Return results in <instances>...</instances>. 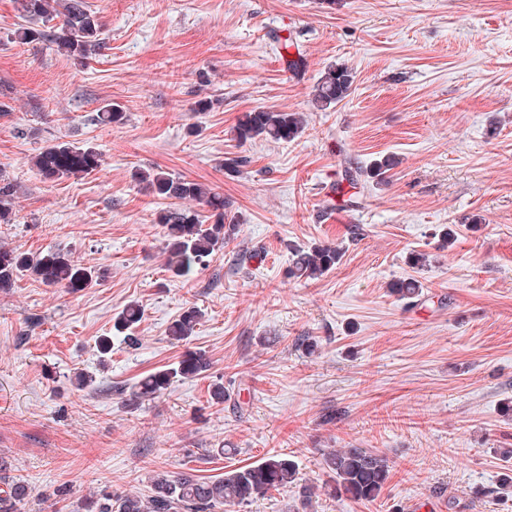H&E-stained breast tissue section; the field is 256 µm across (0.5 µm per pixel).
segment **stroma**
I'll return each instance as SVG.
<instances>
[{
	"mask_svg": "<svg viewBox=\"0 0 512 512\" xmlns=\"http://www.w3.org/2000/svg\"><path fill=\"white\" fill-rule=\"evenodd\" d=\"M87 3L108 47L81 65L13 39L21 9L0 0V177L17 186L0 245L61 250L98 276L0 288V459L31 488L20 512L276 453L297 462V485L226 512H289L304 485L316 489L308 512H512L497 495L512 448V0ZM285 36L301 73L280 56ZM335 63L353 90L315 110ZM202 99L211 110L197 111ZM106 101L121 123L97 122ZM257 108L303 113L302 136L238 141L239 116ZM52 140L94 148L98 168L43 179L29 160ZM390 154L382 182L348 185L347 167ZM139 169L209 185L238 238L175 275L158 222L169 203ZM315 243L340 262L289 278V245ZM404 278L422 285L411 306L390 290ZM131 302L143 312L133 344L113 330ZM192 307L193 335L171 340ZM195 352L205 373L133 397V383ZM80 371L94 377L82 390ZM352 447L393 465L375 501L325 488L324 450Z\"/></svg>",
	"mask_w": 512,
	"mask_h": 512,
	"instance_id": "35a3bbf8",
	"label": "stroma"
}]
</instances>
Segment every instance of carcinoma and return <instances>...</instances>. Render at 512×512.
<instances>
[{"instance_id":"cac0c4a2","label":"carcinoma","mask_w":512,"mask_h":512,"mask_svg":"<svg viewBox=\"0 0 512 512\" xmlns=\"http://www.w3.org/2000/svg\"><path fill=\"white\" fill-rule=\"evenodd\" d=\"M20 8L28 25L14 30V39L24 43L49 41L66 57L86 62L106 48L103 27L86 0H20ZM60 19L49 28L44 24ZM355 76L343 64L329 66L315 87L311 103L314 109L326 111L343 101L352 91ZM96 120L104 124L119 123L123 112L110 102L102 105ZM298 112H282L264 108L245 112L237 120L235 135L240 141L264 139L291 142L304 131ZM32 167L45 179L78 177L98 167V153L91 147H78L68 142L47 144L30 159ZM395 166L394 158L385 156L362 171L377 182ZM137 180L154 196L177 200L179 204L160 212L158 221L166 229L168 243L166 264L176 275H186L206 265L209 257L225 244L236 239L240 224L226 220L224 198L201 182L173 176L164 171L140 172ZM14 184L0 179V222L11 221ZM183 200L205 204L218 212L217 220L204 226L199 211L180 205ZM341 258L340 251L328 245L292 251L288 273L295 279H317L331 270ZM20 272H28L44 283L64 288H86L94 280L92 272L76 267L69 255L49 252L29 256L12 248L0 247V287L13 281ZM400 299L410 303L421 296V285L415 279H401L393 285ZM200 311L186 310L169 327V336L185 340L199 324ZM142 317L141 308L128 304L114 319L113 329L124 333ZM209 369V362L200 353L181 360L177 366L141 378L133 396L140 400L156 397L176 379L196 376ZM323 467L334 481L333 492L357 501L377 499L390 473V460L366 448H341L323 455ZM293 460L282 454L265 457L255 465L239 467L214 480H195L183 475L158 473L150 481L146 494L121 493L105 495L95 502H84L72 512H213L224 505H244L266 496L272 490L286 489L296 480ZM0 512H18V506L30 496L26 480L7 473L0 463Z\"/></svg>"}]
</instances>
